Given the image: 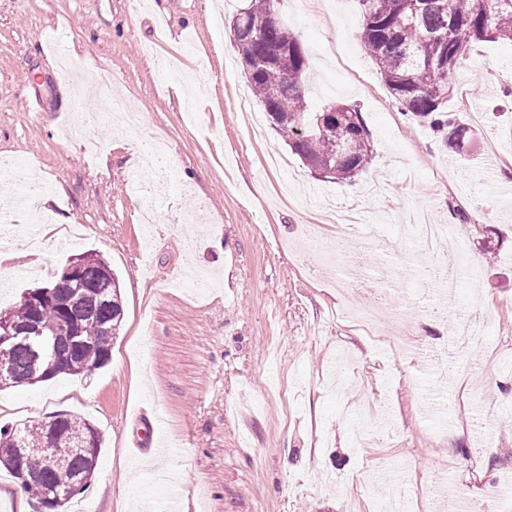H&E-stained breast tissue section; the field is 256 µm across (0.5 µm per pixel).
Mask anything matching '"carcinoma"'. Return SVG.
I'll use <instances>...</instances> for the list:
<instances>
[{
	"instance_id": "cac0c4a2",
	"label": "carcinoma",
	"mask_w": 512,
	"mask_h": 512,
	"mask_svg": "<svg viewBox=\"0 0 512 512\" xmlns=\"http://www.w3.org/2000/svg\"><path fill=\"white\" fill-rule=\"evenodd\" d=\"M364 24L359 34L365 53L375 62L394 103L406 114L429 121L456 145L470 137V130L447 115L450 87L448 74L457 69L474 41H512V5L502 0H359ZM280 0H249L236 12L241 23L267 19ZM448 28L452 39L444 44L434 38ZM240 61L267 58L268 66L246 76L271 122L286 134L291 148L312 169L326 178L348 180L365 169L373 149L358 109L334 104L320 112L307 109L308 54L285 26L272 23L259 34L248 30L236 36ZM79 294L59 287L29 289L8 312L14 325L24 327L37 320L51 328L70 318L79 322L76 340L54 341L58 361L51 365L35 358L25 344L15 346L9 363L19 384H35L61 374L87 375L106 366L112 357V341L122 317L118 277L98 255L80 254ZM112 328L107 334L105 328ZM60 434L87 439L81 452L52 451L40 439V424L0 428V465L15 478L25 475L22 485L45 512H62L66 503H45L54 487L68 490L67 500L91 480L100 448V432L88 421L59 413Z\"/></svg>"
}]
</instances>
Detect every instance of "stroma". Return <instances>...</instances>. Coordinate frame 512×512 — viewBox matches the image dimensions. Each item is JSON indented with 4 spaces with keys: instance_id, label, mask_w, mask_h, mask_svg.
Segmentation results:
<instances>
[{
    "instance_id": "stroma-1",
    "label": "stroma",
    "mask_w": 512,
    "mask_h": 512,
    "mask_svg": "<svg viewBox=\"0 0 512 512\" xmlns=\"http://www.w3.org/2000/svg\"><path fill=\"white\" fill-rule=\"evenodd\" d=\"M0 0V159H20L50 193L39 207L80 239L34 237L29 223L1 224L21 255L0 278V309L54 280L76 255L103 257L119 278L123 320L112 359L90 377L61 375L0 392V426L64 412L87 419L104 443L86 489L67 506L126 512L155 469L175 467L186 512H375L390 492L380 479L403 464L409 512L440 473L470 497L512 475V416L483 445L480 418L512 401V372L463 370L456 324L484 315L492 350L512 357V42H477L448 82V110L472 131L452 150L428 123L394 105L358 39V0H282L280 13L306 48L316 112L356 107L373 148L347 181L318 177L252 101L226 32L244 0ZM123 96L135 128L93 123L59 137L76 107ZM39 103L36 112L29 103ZM166 142L167 197L147 191L143 142ZM261 183L266 194L253 198ZM326 197L353 225L361 250L386 264L359 268L352 288L303 264L304 225ZM418 211L455 225L441 251L468 245V265L444 299L447 318L424 316L431 295L424 261L396 278L412 245L402 224ZM391 296L409 337L446 346L453 373L436 384L428 355L399 363L374 352L363 331L337 318ZM154 422L150 468L131 448L137 417Z\"/></svg>"
}]
</instances>
